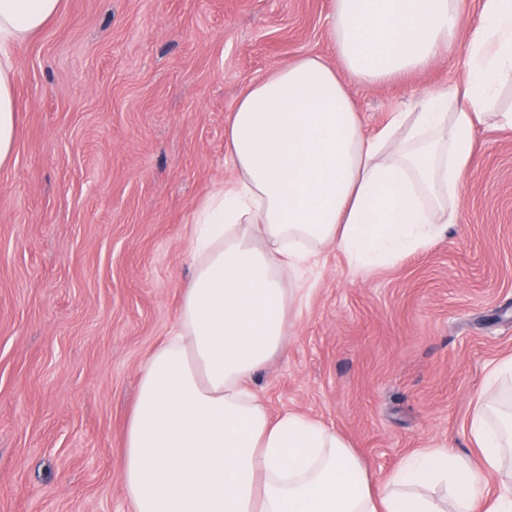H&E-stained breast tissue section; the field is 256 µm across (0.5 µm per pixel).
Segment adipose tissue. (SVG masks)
<instances>
[{"instance_id":"obj_1","label":"adipose tissue","mask_w":512,"mask_h":512,"mask_svg":"<svg viewBox=\"0 0 512 512\" xmlns=\"http://www.w3.org/2000/svg\"><path fill=\"white\" fill-rule=\"evenodd\" d=\"M462 0H334L335 61L306 56L245 86L228 117L236 172L192 222L191 277L166 340L142 367L121 460L132 512H512V487L489 495L512 457V411L499 406L512 357L490 371L468 426L481 464L431 445L375 482L336 429L299 413L271 417L251 382L287 345L326 249L358 270L438 238L463 202L475 127H512V0H482L464 89L431 94L366 136L349 84H382L450 52ZM62 0H0V169L18 127L14 46ZM443 489V502L434 495Z\"/></svg>"}]
</instances>
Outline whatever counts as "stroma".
<instances>
[{
  "mask_svg": "<svg viewBox=\"0 0 512 512\" xmlns=\"http://www.w3.org/2000/svg\"><path fill=\"white\" fill-rule=\"evenodd\" d=\"M332 0H63L16 46L18 139L0 170V512H129L124 434L141 368L190 279L193 216L231 181L224 129L253 78L333 58ZM481 0L449 57L350 87L366 134L462 85ZM451 227L407 258L308 272L288 345L254 378L269 413L349 440L373 478L468 434L512 357V128L478 124Z\"/></svg>",
  "mask_w": 512,
  "mask_h": 512,
  "instance_id": "35a3bbf8",
  "label": "stroma"
}]
</instances>
